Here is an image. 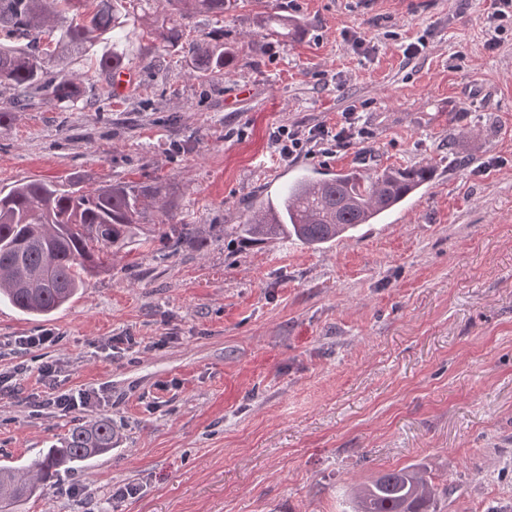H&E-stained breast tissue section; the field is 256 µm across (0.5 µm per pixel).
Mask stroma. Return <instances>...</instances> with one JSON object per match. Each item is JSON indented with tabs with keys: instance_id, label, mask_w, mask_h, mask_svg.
<instances>
[{
	"instance_id": "stroma-1",
	"label": "stroma",
	"mask_w": 512,
	"mask_h": 512,
	"mask_svg": "<svg viewBox=\"0 0 512 512\" xmlns=\"http://www.w3.org/2000/svg\"><path fill=\"white\" fill-rule=\"evenodd\" d=\"M270 1L300 38L259 27ZM487 6L239 0L192 23L243 50L205 83L132 24L128 88L95 74L73 106L0 123V190L168 180L202 239L132 243L47 320L0 304V465L101 418L119 436L23 512H348L354 485L411 464L447 487L442 512H512V31L487 49ZM351 106L368 139L274 155L277 127L332 126ZM422 164L435 175L402 223L320 250H243L223 232L299 169ZM46 329L57 345L17 347ZM81 390L89 407L43 403ZM124 485L135 494L113 498Z\"/></svg>"
}]
</instances>
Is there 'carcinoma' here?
Wrapping results in <instances>:
<instances>
[{
  "instance_id": "cac0c4a2",
  "label": "carcinoma",
  "mask_w": 512,
  "mask_h": 512,
  "mask_svg": "<svg viewBox=\"0 0 512 512\" xmlns=\"http://www.w3.org/2000/svg\"><path fill=\"white\" fill-rule=\"evenodd\" d=\"M124 0H0V84L16 91L0 111V123L39 96L58 105L75 102L85 72L60 74L55 67L71 55L112 41V52L96 68L112 76L129 68L131 56L119 7ZM142 12L144 34L167 50L189 42L188 77L207 80L232 74L239 52L212 35L188 40L197 16H222L231 0H129ZM273 34L298 31L278 13L263 18ZM430 165L384 168L373 174L348 170L329 175L302 170L288 185L247 208L230 235L241 246L295 240L307 248L325 245L376 224L401 208L430 182ZM172 184L117 181L88 189L73 178L24 180L0 191V302L19 312L47 318L78 293L85 278L108 270L112 258L149 229L165 248L192 244L197 228L177 220ZM118 435L103 419L78 425L25 466H0V512H20L43 495L62 470L112 452ZM448 488H439L423 469L411 465L356 485L352 512H437Z\"/></svg>"
}]
</instances>
